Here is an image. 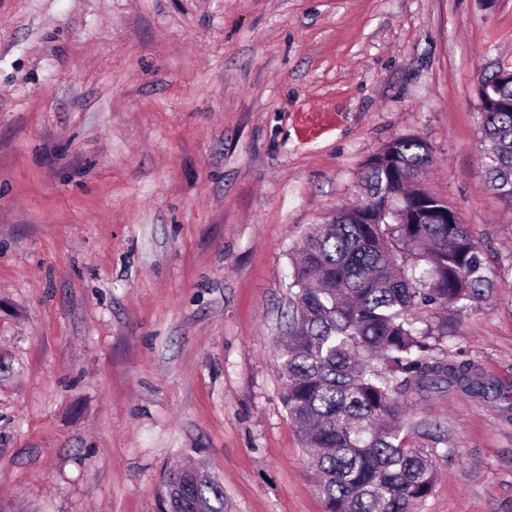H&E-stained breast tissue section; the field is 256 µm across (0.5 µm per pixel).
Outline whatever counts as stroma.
<instances>
[{"instance_id": "1", "label": "stroma", "mask_w": 512, "mask_h": 512, "mask_svg": "<svg viewBox=\"0 0 512 512\" xmlns=\"http://www.w3.org/2000/svg\"><path fill=\"white\" fill-rule=\"evenodd\" d=\"M512 0H0V512H156L166 466L224 512H324L281 398L303 237L417 136L489 300L415 309L497 399L409 403L422 512H512V207L476 87Z\"/></svg>"}]
</instances>
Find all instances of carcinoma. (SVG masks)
I'll return each mask as SVG.
<instances>
[{"instance_id":"carcinoma-1","label":"carcinoma","mask_w":512,"mask_h":512,"mask_svg":"<svg viewBox=\"0 0 512 512\" xmlns=\"http://www.w3.org/2000/svg\"><path fill=\"white\" fill-rule=\"evenodd\" d=\"M479 112L490 186L512 207V81L481 75ZM434 163L425 141L388 143L365 165L362 203L309 232L293 263L296 292L283 336L281 400L301 429L325 512H418L437 481L433 450L405 439L406 399L451 388H499L472 361L430 355L421 305L486 301L494 276L448 203L416 186ZM156 512H224V490L190 466L165 470Z\"/></svg>"}]
</instances>
